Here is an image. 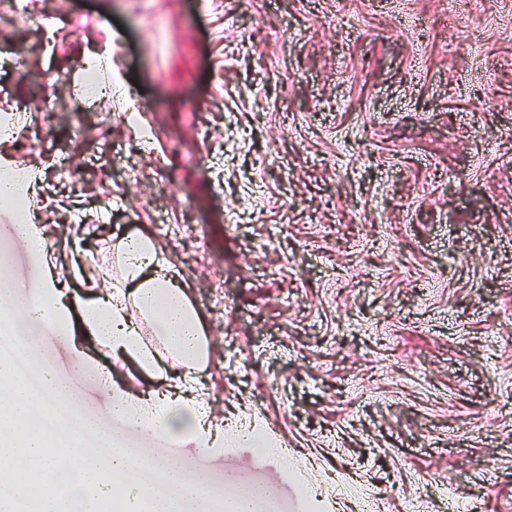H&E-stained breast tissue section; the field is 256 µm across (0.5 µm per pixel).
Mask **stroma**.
Masks as SVG:
<instances>
[{
	"label": "stroma",
	"mask_w": 512,
	"mask_h": 512,
	"mask_svg": "<svg viewBox=\"0 0 512 512\" xmlns=\"http://www.w3.org/2000/svg\"><path fill=\"white\" fill-rule=\"evenodd\" d=\"M39 7L0 10V152L49 162L48 251L72 244L55 224L103 225L69 284L108 288L112 236L151 237L191 284L211 416L275 433L261 461L182 441L186 475L276 482L278 512H512V0ZM107 43L137 96L75 111ZM84 350L105 424L113 389L170 377Z\"/></svg>",
	"instance_id": "stroma-1"
}]
</instances>
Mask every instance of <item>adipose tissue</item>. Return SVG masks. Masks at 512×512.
<instances>
[{
    "label": "adipose tissue",
    "instance_id": "adipose-tissue-1",
    "mask_svg": "<svg viewBox=\"0 0 512 512\" xmlns=\"http://www.w3.org/2000/svg\"><path fill=\"white\" fill-rule=\"evenodd\" d=\"M44 174V160L22 169L10 158L0 159V207L14 211L22 239L36 243L33 257L38 266L34 273L18 271L10 257L0 255V310L15 317L19 335L35 337L49 332L66 337L73 348L79 337L90 336L112 354L132 360L145 374H152L161 361L173 358L181 375L178 384L161 391L144 395L116 393L112 399V422L105 430L96 416L69 409L66 428L74 441L65 450L68 456L81 460L78 468L47 455L52 431L34 421L32 412L43 395L70 401L74 379L83 380L89 374L85 359H78L67 374L38 365L43 385L39 394L27 390L17 377H10L5 420L15 427L16 436L0 441V467L20 455L32 470L52 474L68 488L66 500L43 498L41 512H92L94 504L85 495L91 486L98 497L121 498L126 512H184L186 478L177 443L192 437L199 447L208 449L228 445L233 439L247 441L252 433L242 429L230 435L212 423L197 381L207 358L201 318L188 300L180 271L160 257L150 239L123 238L113 242L124 278L112 290L91 291L83 296L61 282L55 262L46 258L44 227L38 215L40 208L53 201L43 191ZM36 274L47 283L42 298L22 304ZM137 313L149 320L151 338H144L134 322ZM131 432L151 440L161 439L165 447L152 456L126 451V436ZM158 468L167 471V486L147 501L141 497L140 486L118 487L107 480L108 475L120 476L135 470L142 483H148Z\"/></svg>",
    "mask_w": 512,
    "mask_h": 512
}]
</instances>
